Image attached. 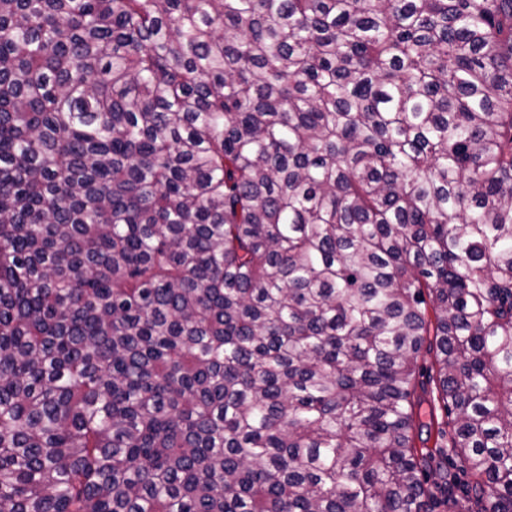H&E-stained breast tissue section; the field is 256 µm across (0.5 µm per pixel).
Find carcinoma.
<instances>
[{"label": "carcinoma", "instance_id": "1", "mask_svg": "<svg viewBox=\"0 0 512 512\" xmlns=\"http://www.w3.org/2000/svg\"><path fill=\"white\" fill-rule=\"evenodd\" d=\"M460 497L512 512V0H0V512Z\"/></svg>", "mask_w": 512, "mask_h": 512}]
</instances>
